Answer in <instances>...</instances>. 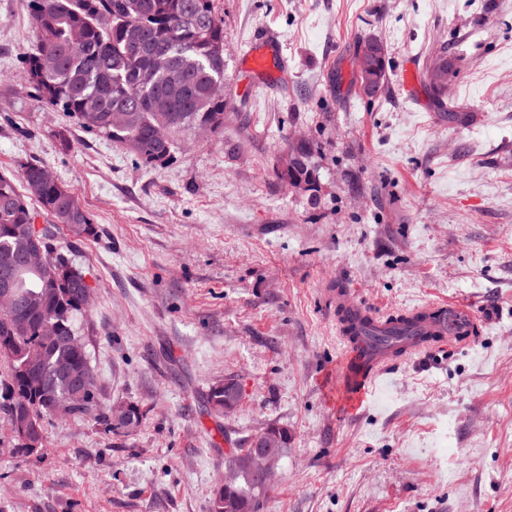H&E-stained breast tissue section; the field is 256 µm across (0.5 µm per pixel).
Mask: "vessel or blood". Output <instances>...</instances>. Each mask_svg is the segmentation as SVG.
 Here are the masks:
<instances>
[{"instance_id":"obj_1","label":"vessel or blood","mask_w":512,"mask_h":512,"mask_svg":"<svg viewBox=\"0 0 512 512\" xmlns=\"http://www.w3.org/2000/svg\"><path fill=\"white\" fill-rule=\"evenodd\" d=\"M336 326L347 343L342 368L346 403L357 409L364 401L368 384L374 382L380 368L393 359L392 349L376 343L364 325L366 311L347 290H337L334 298ZM411 335L400 337L406 352L431 347L434 340L472 334L477 326L474 312L465 303L444 301L406 312Z\"/></svg>"}]
</instances>
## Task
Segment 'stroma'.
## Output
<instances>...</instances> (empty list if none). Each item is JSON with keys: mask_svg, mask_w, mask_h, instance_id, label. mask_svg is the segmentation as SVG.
Wrapping results in <instances>:
<instances>
[{"mask_svg": "<svg viewBox=\"0 0 512 512\" xmlns=\"http://www.w3.org/2000/svg\"><path fill=\"white\" fill-rule=\"evenodd\" d=\"M213 7L224 129L147 166L33 98L28 0H0V172L41 163L92 216L95 236L57 242L93 292L98 401L143 414L129 434L46 421L39 461L0 453V512H209L225 455L273 425L288 448L260 512H512V0ZM264 29L282 58L257 78ZM368 38L387 73L371 98L355 81ZM301 143L308 191L279 177ZM339 288L382 316L460 301L479 332L389 366L353 413ZM227 380L238 406L201 414Z\"/></svg>", "mask_w": 512, "mask_h": 512, "instance_id": "stroma-1", "label": "stroma"}]
</instances>
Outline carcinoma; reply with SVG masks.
Returning a JSON list of instances; mask_svg holds the SVG:
<instances>
[{"mask_svg":"<svg viewBox=\"0 0 512 512\" xmlns=\"http://www.w3.org/2000/svg\"><path fill=\"white\" fill-rule=\"evenodd\" d=\"M33 42L24 56L25 77L38 102L74 118L88 132L127 145L148 165L165 163L175 140L189 130L224 129V95L214 86L224 84V22L217 18L213 0H29ZM162 55L180 75L170 82L153 66ZM447 58L428 72L430 86L441 92L448 83ZM299 167L281 172L287 183L311 178L310 148L294 149ZM44 166L20 165L19 178L0 173V271L11 266L14 289L25 297L24 307L0 311V412L10 429V441L0 451L27 459L39 452L20 440L16 421L30 414L41 422L56 417L94 415L112 432L113 406L97 404L96 378L86 392L72 395L66 369L93 371L82 336L88 311L77 292L75 266L58 248L56 230L75 237L94 234V222L74 192L56 178L42 177ZM50 222L40 234L51 272L22 268L18 258L29 247L28 226L38 217ZM58 335L41 336L46 320ZM125 426L135 431L141 423L138 405L126 402ZM206 408L220 414L224 386H213ZM235 495L260 499L266 489L246 472L240 473Z\"/></svg>","mask_w":512,"mask_h":512,"instance_id":"cac0c4a2","label":"carcinoma"}]
</instances>
